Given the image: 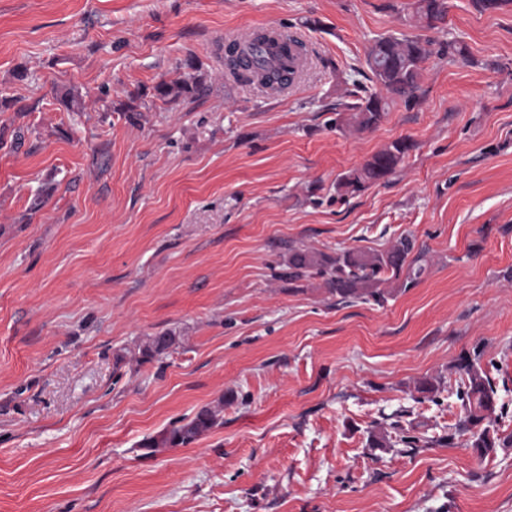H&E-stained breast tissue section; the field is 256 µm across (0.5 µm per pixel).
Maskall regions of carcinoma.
<instances>
[{
    "label": "carcinoma",
    "instance_id": "obj_1",
    "mask_svg": "<svg viewBox=\"0 0 512 512\" xmlns=\"http://www.w3.org/2000/svg\"><path fill=\"white\" fill-rule=\"evenodd\" d=\"M445 0H418L416 15L432 27L444 18ZM259 45L249 47L235 42L228 48L225 66L228 77L236 82L263 85H290L303 65V43L292 38L281 44L268 33H257ZM431 55L430 42L417 37H381L368 51V64L381 89L410 104L419 90L421 64ZM205 85L201 78L187 73L171 82H161L154 88V97L173 103L188 96L201 95ZM388 99L371 94L363 102L348 106L352 110L347 123L357 130L377 127L388 111ZM413 148L406 137L398 138L373 154L361 167L340 176L337 188L346 194L360 193L372 185L388 179ZM427 272L426 251L411 236H402L382 251L361 247L340 249L334 253L302 247L288 249L278 277L288 282L320 278L327 293L338 304L372 302L384 305L392 292L383 288L387 283L397 288H411ZM178 337L168 333L147 337L141 348L142 359L150 360L167 353ZM483 351L476 346L459 356L453 365L460 382L456 390L461 401L462 415L455 424V432L448 435L468 436V443L477 456L485 458L498 448L512 447V433H498L495 425L507 412V405L499 402L493 379L482 366ZM223 406L200 408L194 416L162 431L143 444L145 448H176L189 445L223 424ZM420 447V439L402 435L391 442L382 430L368 431L369 448Z\"/></svg>",
    "mask_w": 512,
    "mask_h": 512
}]
</instances>
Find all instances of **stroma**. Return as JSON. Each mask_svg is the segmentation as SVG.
I'll use <instances>...</instances> for the list:
<instances>
[{"label":"stroma","mask_w":512,"mask_h":512,"mask_svg":"<svg viewBox=\"0 0 512 512\" xmlns=\"http://www.w3.org/2000/svg\"><path fill=\"white\" fill-rule=\"evenodd\" d=\"M415 7L0 0V512H512V447L444 440L478 344L512 433V4L447 0L432 28ZM270 28L308 47L294 86L225 78V44ZM389 35L431 43L416 101L337 124ZM189 61L206 93L156 99ZM400 137L395 175L337 189ZM406 234L430 270L381 307L278 276L292 246ZM217 404L197 441L144 447ZM395 416L421 448L366 447ZM178 338L179 336H171L168 333L147 337L146 342L141 348L142 359L150 360L167 353L169 349L178 343Z\"/></svg>","instance_id":"obj_1"}]
</instances>
